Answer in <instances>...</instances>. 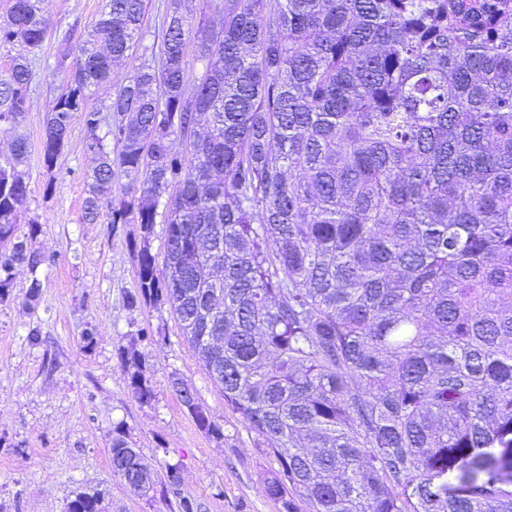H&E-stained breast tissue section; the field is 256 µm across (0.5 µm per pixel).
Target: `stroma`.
I'll return each instance as SVG.
<instances>
[{
  "mask_svg": "<svg viewBox=\"0 0 512 512\" xmlns=\"http://www.w3.org/2000/svg\"><path fill=\"white\" fill-rule=\"evenodd\" d=\"M103 0H42L50 20L36 51L29 107L15 126L0 128V157L25 138L30 154L20 171L30 189V207L20 233H32V247L47 261L40 270L41 302L25 305L29 273L14 271L8 297L0 300V512H68L80 492L101 491L104 512H176L162 495L133 496L112 472V431L124 424L133 447L157 474L180 465L183 494L204 512H280L265 492L272 468L256 440L224 407V394L185 341L169 307L128 308L137 287L134 254L149 246L164 250L162 224L151 236L139 225L84 223V174L93 164L81 123H74L53 167L41 157L44 119L59 95L65 70L59 67L66 30L81 35L98 20ZM97 328V342L85 347L82 331ZM40 326L43 342L26 340ZM150 327L154 344H135L139 328ZM137 345L146 356L145 375L154 387L151 404L140 403L128 386L119 357ZM181 378L197 391L212 421L224 431L217 441L202 431L170 386Z\"/></svg>",
  "mask_w": 512,
  "mask_h": 512,
  "instance_id": "stroma-1",
  "label": "stroma"
}]
</instances>
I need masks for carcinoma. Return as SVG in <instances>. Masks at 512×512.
Wrapping results in <instances>:
<instances>
[{"instance_id": "obj_1", "label": "carcinoma", "mask_w": 512, "mask_h": 512, "mask_svg": "<svg viewBox=\"0 0 512 512\" xmlns=\"http://www.w3.org/2000/svg\"><path fill=\"white\" fill-rule=\"evenodd\" d=\"M167 5L159 65L123 77L146 0H104L44 121L52 167L80 121L96 156L83 220L164 228L137 255L139 303L167 304L272 460L282 512H512V0H207ZM41 0H10L0 127L28 110ZM199 63L187 91L188 46ZM116 84L107 113L90 91ZM179 139L185 149L173 150ZM26 139L0 163V296L44 256L17 235ZM127 179L120 197L112 185ZM155 397L145 355L119 348ZM216 440L200 403L186 407ZM112 472L162 485L115 427ZM81 492L68 512H99Z\"/></svg>"}]
</instances>
